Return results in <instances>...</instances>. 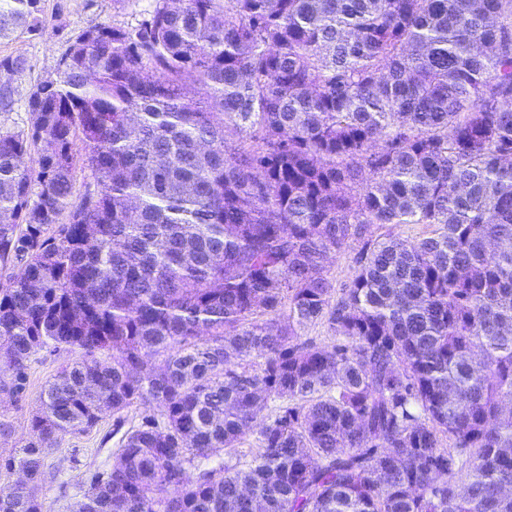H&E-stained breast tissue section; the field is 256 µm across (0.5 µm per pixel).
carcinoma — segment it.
Masks as SVG:
<instances>
[{
    "instance_id": "1",
    "label": "carcinoma",
    "mask_w": 512,
    "mask_h": 512,
    "mask_svg": "<svg viewBox=\"0 0 512 512\" xmlns=\"http://www.w3.org/2000/svg\"><path fill=\"white\" fill-rule=\"evenodd\" d=\"M39 3L0 0V40ZM29 107L0 124V394L78 359L0 512H45L107 413L76 512H512V0H151ZM360 247L351 245L337 254L328 264V275L337 289L345 288L354 275L355 257ZM112 424V414H107L90 432L65 436L48 458L51 475L43 488L46 512H73L72 506L82 498L90 473L110 462L108 456L117 439L112 438ZM72 448L77 449L74 454ZM72 456L76 462L70 461Z\"/></svg>"
}]
</instances>
